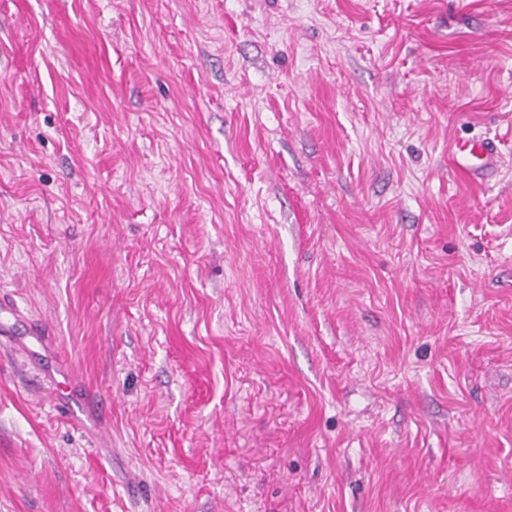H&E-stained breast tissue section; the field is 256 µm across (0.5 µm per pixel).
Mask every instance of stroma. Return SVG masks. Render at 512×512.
<instances>
[{"label": "stroma", "mask_w": 512, "mask_h": 512, "mask_svg": "<svg viewBox=\"0 0 512 512\" xmlns=\"http://www.w3.org/2000/svg\"><path fill=\"white\" fill-rule=\"evenodd\" d=\"M1 297L0 512H512V0H0ZM448 152L454 167L468 180L482 179L501 165L497 145L491 139L458 141L448 147ZM0 311L2 312L0 317V345L4 346V342L2 338H7L10 344L12 345L11 350L17 353L22 361H25L30 364L35 370H42V364H41V358L40 356L34 352L30 346L18 341L13 335L10 330L4 329L3 323H2V315L3 313H9L13 316V311L11 308L7 307V305L4 303V300L2 299V307L0 308ZM45 378L52 394L53 408L72 422L92 419L91 408L96 402V395L79 386L70 368H58L53 373H47Z\"/></svg>", "instance_id": "1"}]
</instances>
